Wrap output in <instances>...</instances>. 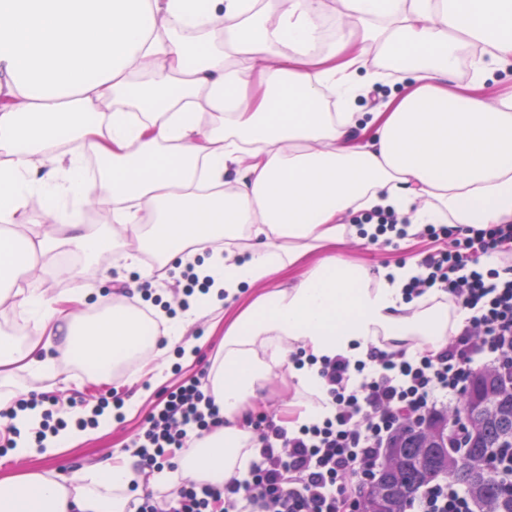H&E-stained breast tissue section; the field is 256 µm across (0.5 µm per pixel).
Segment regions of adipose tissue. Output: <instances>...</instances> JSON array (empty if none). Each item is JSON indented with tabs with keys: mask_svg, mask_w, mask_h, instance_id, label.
<instances>
[{
	"mask_svg": "<svg viewBox=\"0 0 512 512\" xmlns=\"http://www.w3.org/2000/svg\"><path fill=\"white\" fill-rule=\"evenodd\" d=\"M202 2L0 0V147L11 155L0 165V304L23 308L36 332L27 346L0 332V369L54 371L62 330L87 381L133 356L148 388L163 373L158 342L131 302L101 295L86 316L21 287L49 254L72 248L91 259L105 243L75 221L66 233L26 235L36 195L51 209L109 200L114 223L167 263L247 232V258L216 251L206 264L223 288L165 329L188 358L197 347L183 339L191 315L216 307L219 292L238 294L312 250L344 244L357 232L347 215L390 209L411 234L512 222V94L448 87L461 48L481 50L471 62L476 89L512 65V0H336L340 27L361 29L406 87L374 112L353 109L365 84L384 79L364 50L341 59L318 50L326 0H275L273 25L261 0ZM139 72L145 82H133ZM213 113L220 121L205 124ZM64 134L79 145L65 158L54 150ZM86 150L109 161L103 179L87 177ZM415 271L409 260L373 272L335 251L260 295L228 327L208 375L224 424L196 441L177 477L218 486L244 477L257 451L241 420L280 368L310 397L300 421L329 414L317 366H285L287 351L354 358L363 347L414 341L440 351L465 313L434 292L406 300ZM16 402L0 392V409L16 412L13 457L51 462L80 437L71 428L36 443L29 430L40 412ZM163 479L122 455L68 476L32 472L0 479V512H127L130 484L145 491Z\"/></svg>",
	"mask_w": 512,
	"mask_h": 512,
	"instance_id": "obj_1",
	"label": "adipose tissue"
}]
</instances>
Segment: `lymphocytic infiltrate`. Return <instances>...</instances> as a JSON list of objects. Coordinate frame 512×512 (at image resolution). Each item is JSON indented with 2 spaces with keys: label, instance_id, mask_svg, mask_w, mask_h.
<instances>
[{
  "label": "lymphocytic infiltrate",
  "instance_id": "f902f5d3",
  "mask_svg": "<svg viewBox=\"0 0 512 512\" xmlns=\"http://www.w3.org/2000/svg\"><path fill=\"white\" fill-rule=\"evenodd\" d=\"M430 246L406 299L436 289L467 317L438 353L369 347L357 358L294 356L317 365L331 412L295 429L266 414L251 421L260 452L245 480L224 486L184 482L167 498L146 497L136 512H361L396 433L455 410L480 369L512 367V224L476 229L428 224ZM201 377L164 390L132 446L141 466L163 468L224 423ZM409 512H474L461 487L440 480L420 487Z\"/></svg>",
  "mask_w": 512,
  "mask_h": 512
}]
</instances>
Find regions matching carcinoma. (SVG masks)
<instances>
[{
  "label": "carcinoma",
  "mask_w": 512,
  "mask_h": 512,
  "mask_svg": "<svg viewBox=\"0 0 512 512\" xmlns=\"http://www.w3.org/2000/svg\"><path fill=\"white\" fill-rule=\"evenodd\" d=\"M455 414L469 426L465 453L457 456L451 447L446 414L401 430L386 448L362 512H406L421 486L442 478L464 488L479 512H512V483L492 473V462L512 450V386L497 373L478 372Z\"/></svg>",
  "instance_id": "carcinoma-1"
}]
</instances>
